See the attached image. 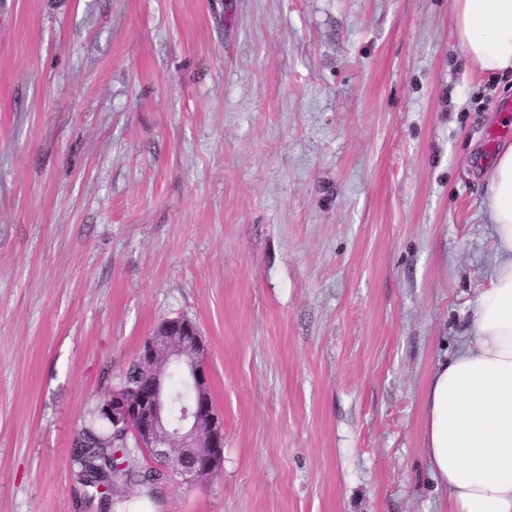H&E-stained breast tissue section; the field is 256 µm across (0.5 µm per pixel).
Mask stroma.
<instances>
[{
    "mask_svg": "<svg viewBox=\"0 0 512 512\" xmlns=\"http://www.w3.org/2000/svg\"><path fill=\"white\" fill-rule=\"evenodd\" d=\"M506 114L453 0H0V512H100L74 430L175 317L224 469L155 512H444Z\"/></svg>",
    "mask_w": 512,
    "mask_h": 512,
    "instance_id": "stroma-1",
    "label": "stroma"
}]
</instances>
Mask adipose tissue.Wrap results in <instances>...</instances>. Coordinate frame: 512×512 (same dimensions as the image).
<instances>
[{"label": "adipose tissue", "mask_w": 512, "mask_h": 512, "mask_svg": "<svg viewBox=\"0 0 512 512\" xmlns=\"http://www.w3.org/2000/svg\"><path fill=\"white\" fill-rule=\"evenodd\" d=\"M456 40L471 67L512 73V0H453ZM496 265L473 333L433 370L425 395L424 455L448 490V512H512V144L487 184Z\"/></svg>", "instance_id": "obj_1"}]
</instances>
